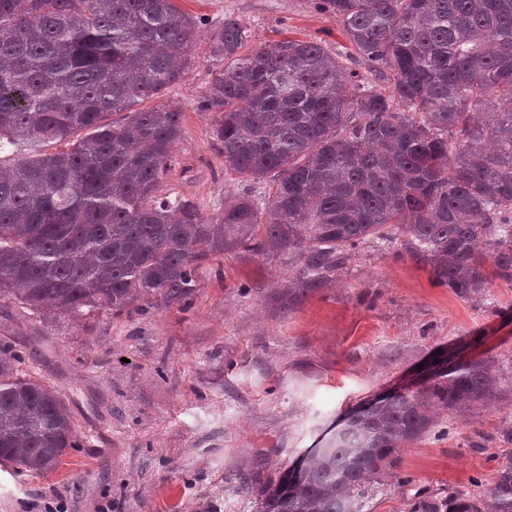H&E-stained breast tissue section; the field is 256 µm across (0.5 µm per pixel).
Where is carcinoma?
I'll list each match as a JSON object with an SVG mask.
<instances>
[{"mask_svg":"<svg viewBox=\"0 0 512 512\" xmlns=\"http://www.w3.org/2000/svg\"><path fill=\"white\" fill-rule=\"evenodd\" d=\"M325 2L354 53L288 39L244 54L224 17L203 107L225 166L273 174L272 193L205 224L159 195L181 113L138 108L190 68L194 19L173 0H0V297L55 316L185 305L202 262L240 248L288 256L310 291L342 249L399 231L462 297L512 284V0ZM357 56L392 73L390 94ZM18 363L0 347V461L45 475L73 447L70 412ZM496 387L482 360L437 363L258 484V512H366L430 409L462 413ZM409 512H512V461L478 497L450 489Z\"/></svg>","mask_w":512,"mask_h":512,"instance_id":"carcinoma-1","label":"carcinoma"}]
</instances>
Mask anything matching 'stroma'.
Instances as JSON below:
<instances>
[{
	"mask_svg": "<svg viewBox=\"0 0 512 512\" xmlns=\"http://www.w3.org/2000/svg\"><path fill=\"white\" fill-rule=\"evenodd\" d=\"M199 37L183 78L147 107L182 114L162 195L192 200L204 221L258 182L224 165L202 102L222 61L211 54L225 17L248 30L245 51L293 38L351 46L322 0H175ZM184 306L145 314L50 318L0 298V346L21 375L68 406L75 446L54 471L0 479V512H256L248 487L277 479L350 408L416 384L436 355L487 360L492 400L437 415L405 445L369 512H407L420 495L485 492L512 446V284L464 298L434 284L404 234L346 251L331 281L296 295L284 256H214Z\"/></svg>",
	"mask_w": 512,
	"mask_h": 512,
	"instance_id": "obj_1",
	"label": "stroma"
}]
</instances>
